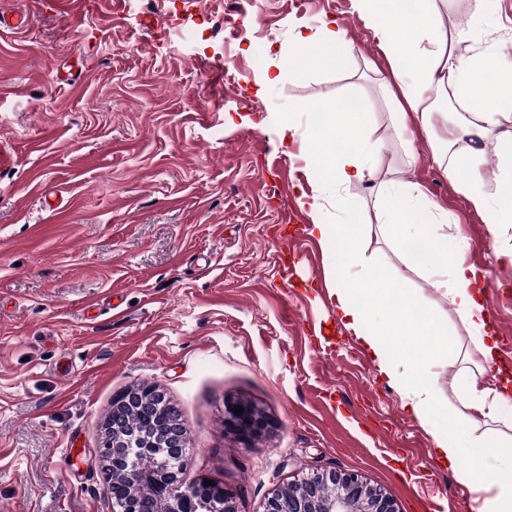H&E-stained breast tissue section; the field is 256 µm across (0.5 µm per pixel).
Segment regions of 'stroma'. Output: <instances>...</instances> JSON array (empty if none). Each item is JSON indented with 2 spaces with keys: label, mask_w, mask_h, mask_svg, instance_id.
Instances as JSON below:
<instances>
[{
  "label": "stroma",
  "mask_w": 512,
  "mask_h": 512,
  "mask_svg": "<svg viewBox=\"0 0 512 512\" xmlns=\"http://www.w3.org/2000/svg\"><path fill=\"white\" fill-rule=\"evenodd\" d=\"M29 29L0 36V140L18 166L0 178V512H112L99 450L114 397L157 386L181 413L191 465L263 512L309 472L341 469L380 487L397 512H454L465 493L428 435L336 318L329 243L310 206L361 215L382 285L422 297L448 325L436 368L444 399L475 370L478 340L447 299L406 264L407 244L378 228L375 196L398 183L451 216L465 258L492 275L486 305L498 369L512 366V224L490 233L455 188L445 150L410 122L401 135L387 59L353 0H102L75 20L48 0H0ZM265 23L253 25V13ZM460 54L512 61V0H437ZM335 19V60L312 61L297 34ZM290 57L262 86L266 64ZM359 100L378 164L324 195L306 160L308 106ZM298 133L280 142L275 121ZM303 185L305 197L295 187ZM57 192L62 209L45 204ZM244 402L268 426L243 442L224 424Z\"/></svg>",
  "instance_id": "35a3bbf8"
}]
</instances>
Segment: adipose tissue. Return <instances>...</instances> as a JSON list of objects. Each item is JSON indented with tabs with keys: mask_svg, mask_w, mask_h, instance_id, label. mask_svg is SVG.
<instances>
[{
	"mask_svg": "<svg viewBox=\"0 0 512 512\" xmlns=\"http://www.w3.org/2000/svg\"><path fill=\"white\" fill-rule=\"evenodd\" d=\"M357 10L370 22L387 50L390 70L399 96L395 100L398 122L414 116L427 135L446 145L449 162L464 165L466 174L456 186L467 197L491 231L512 224V135L498 142V175L494 193H487L479 169L483 142L490 129L512 128V67L495 66L485 54L463 56L458 44L468 41L466 30L441 31L435 22V0H355ZM494 76L493 95L475 108V86ZM452 93L462 110L452 123L438 125L443 114L437 103L442 93ZM315 130L316 150L307 168L322 184L339 188L371 176L377 162L368 140L349 135L353 113L339 103L321 105ZM421 196H408L400 188L379 193L375 206L382 225L401 238L417 242L409 261L423 272L431 288L446 297L467 330L479 336L485 365L495 361V334L485 304L486 285L463 258L465 245L454 234L423 228L418 217ZM357 255L337 258L331 266L336 281V316L352 330L380 372L396 386L403 405L428 434L441 461L458 483L474 492L472 512H512V436L478 434L468 427L467 410L482 404L488 415L512 399L508 389H479V373L464 376L457 390V407L446 422H439L442 398L432 372L448 350L438 341L446 329L417 300L402 297L389 309L396 328L431 337L432 342L405 360L403 351L390 345L377 321L381 295L369 288L366 276L354 273Z\"/></svg>",
	"mask_w": 512,
	"mask_h": 512,
	"instance_id": "1",
	"label": "adipose tissue"
}]
</instances>
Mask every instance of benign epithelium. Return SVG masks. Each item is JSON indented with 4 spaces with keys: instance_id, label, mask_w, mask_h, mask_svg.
<instances>
[{
    "instance_id": "benign-epithelium-1",
    "label": "benign epithelium",
    "mask_w": 512,
    "mask_h": 512,
    "mask_svg": "<svg viewBox=\"0 0 512 512\" xmlns=\"http://www.w3.org/2000/svg\"><path fill=\"white\" fill-rule=\"evenodd\" d=\"M134 403V391L119 394L112 401V447H126V453L112 459V484H118L128 495H134L145 482L159 491V512H188L193 490L181 484V470L188 465V454L176 462L170 452H154L152 447H128L129 433L123 418ZM235 405L226 407L227 422L244 438L259 435L266 428L258 411L243 405L236 415ZM150 460L148 469L140 468L143 459ZM264 512H396L394 503L380 489L364 482L359 475L341 470H322L308 474L294 486L271 498Z\"/></svg>"
}]
</instances>
